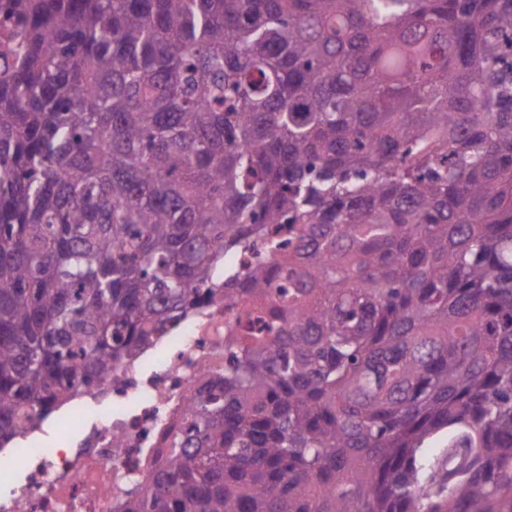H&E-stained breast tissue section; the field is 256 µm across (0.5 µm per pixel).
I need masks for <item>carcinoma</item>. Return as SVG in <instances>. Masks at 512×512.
Here are the masks:
<instances>
[{
  "label": "carcinoma",
  "mask_w": 512,
  "mask_h": 512,
  "mask_svg": "<svg viewBox=\"0 0 512 512\" xmlns=\"http://www.w3.org/2000/svg\"><path fill=\"white\" fill-rule=\"evenodd\" d=\"M4 21L0 443L250 253L224 295L267 335L227 348L122 512H512V0Z\"/></svg>",
  "instance_id": "carcinoma-1"
}]
</instances>
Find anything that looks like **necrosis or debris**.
Segmentation results:
<instances>
[{"instance_id":"4bbe7bcc","label":"necrosis or debris","mask_w":512,"mask_h":512,"mask_svg":"<svg viewBox=\"0 0 512 512\" xmlns=\"http://www.w3.org/2000/svg\"><path fill=\"white\" fill-rule=\"evenodd\" d=\"M243 326L229 302H204L49 422L20 421L15 446L0 448V459L24 457L0 471V512H120Z\"/></svg>"}]
</instances>
